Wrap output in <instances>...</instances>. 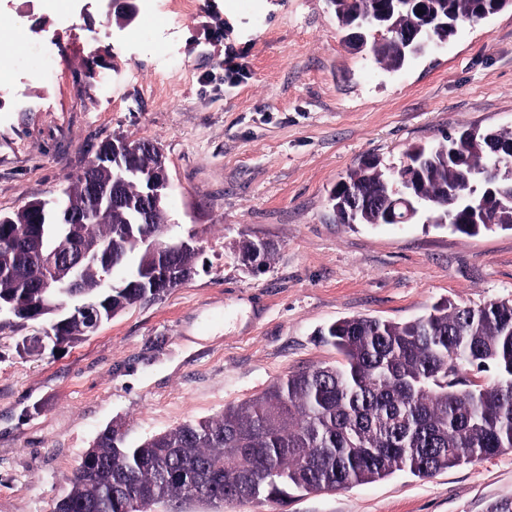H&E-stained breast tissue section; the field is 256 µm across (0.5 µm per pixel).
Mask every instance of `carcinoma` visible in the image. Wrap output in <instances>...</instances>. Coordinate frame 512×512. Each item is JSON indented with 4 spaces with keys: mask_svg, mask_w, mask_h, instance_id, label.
Returning a JSON list of instances; mask_svg holds the SVG:
<instances>
[{
    "mask_svg": "<svg viewBox=\"0 0 512 512\" xmlns=\"http://www.w3.org/2000/svg\"><path fill=\"white\" fill-rule=\"evenodd\" d=\"M336 17L351 26L359 13H379L388 38L372 43L375 59L401 68L397 34L409 18L399 16L392 0H332ZM512 6V0H415L414 9L440 12L448 20L470 22ZM448 139L428 149L430 161L418 190L435 201L432 215L446 216L449 227L475 236L487 228L472 223L465 207L448 205L445 189L457 176L492 167L498 154L456 144L448 160ZM139 170L160 167L158 154L139 149ZM102 183L112 172L83 171L68 179L69 195L53 204L55 224H34L28 208L0 223V303L23 322L48 323L52 313L41 301L48 276L62 277L78 263L81 251L98 240L116 239L110 266L82 269L80 307L115 316L137 304L156 301L166 288H141L130 276L163 261L145 253L140 238L170 239L169 225L158 217L126 229L127 212L112 210L109 220L89 229L64 224L68 208L86 205L82 183L88 175ZM352 188L379 201L390 193L372 167L348 176ZM486 214L493 224L512 229V173L502 171L492 184ZM65 343L88 335L87 324L71 319L56 327ZM340 360L290 373L260 394L227 406L212 418L183 423L130 444L117 427L97 436L68 478V488L52 512H123L126 500L145 494L181 512L192 498L213 502L263 500L281 506L297 493L348 488L384 479L398 471L425 478L438 472L512 451V302L483 306L442 303L418 319L396 323L358 316L331 324L324 333ZM490 367L497 381L469 384L463 367ZM285 480L267 483V472Z\"/></svg>",
    "mask_w": 512,
    "mask_h": 512,
    "instance_id": "obj_1",
    "label": "carcinoma"
}]
</instances>
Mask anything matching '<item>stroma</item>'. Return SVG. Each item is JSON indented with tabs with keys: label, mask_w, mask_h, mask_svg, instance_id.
<instances>
[{
	"label": "stroma",
	"mask_w": 512,
	"mask_h": 512,
	"mask_svg": "<svg viewBox=\"0 0 512 512\" xmlns=\"http://www.w3.org/2000/svg\"><path fill=\"white\" fill-rule=\"evenodd\" d=\"M182 2L129 0L123 26L108 0H0V215L57 197L107 141L149 140L171 234L203 246L191 279L62 352H17L36 325L0 330V512H51L105 427L134 444L335 363L320 333L336 320L512 301L511 229L344 224L330 202L363 161L512 131V7L390 71L345 45L331 0ZM257 238L272 251L254 273L239 245ZM184 512H512V451Z\"/></svg>",
	"instance_id": "1"
}]
</instances>
